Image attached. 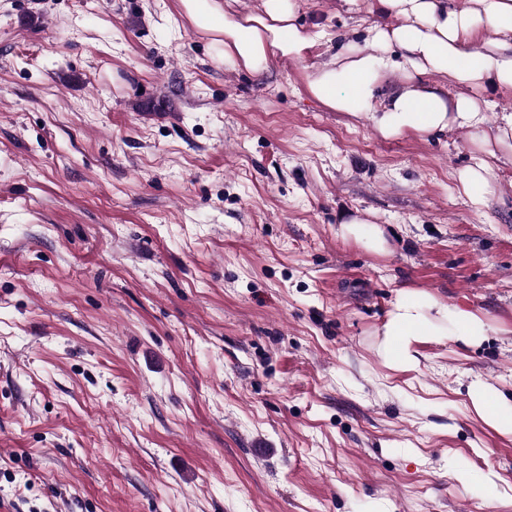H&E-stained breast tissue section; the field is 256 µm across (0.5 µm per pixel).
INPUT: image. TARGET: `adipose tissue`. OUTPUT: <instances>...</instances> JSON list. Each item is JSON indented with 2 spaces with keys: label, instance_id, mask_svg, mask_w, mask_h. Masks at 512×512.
Here are the masks:
<instances>
[{
  "label": "adipose tissue",
  "instance_id": "obj_1",
  "mask_svg": "<svg viewBox=\"0 0 512 512\" xmlns=\"http://www.w3.org/2000/svg\"><path fill=\"white\" fill-rule=\"evenodd\" d=\"M192 25L222 44L227 63L250 73L263 71L271 59H302L313 38L296 22L298 0H260L253 12H239L228 0H179ZM470 8H456L448 0H380L384 12L397 18L394 27L375 28L367 49L345 46L309 81L311 94L328 108L364 116L385 138L408 132L442 133L451 129L482 130L480 154L460 174L465 194L484 195L491 182L497 147L512 142V113L488 125L481 104L473 97L445 95L424 84L435 72L458 84L479 87L487 83L512 86V0H473ZM494 33L486 49L473 48L478 29ZM403 51L407 71L404 83L386 89L387 75L395 64L387 52ZM446 318L453 335L467 339L484 335L483 321L458 308H434L413 292L397 299L383 334L385 355L404 365L412 355L415 336L434 335L433 316Z\"/></svg>",
  "mask_w": 512,
  "mask_h": 512
}]
</instances>
